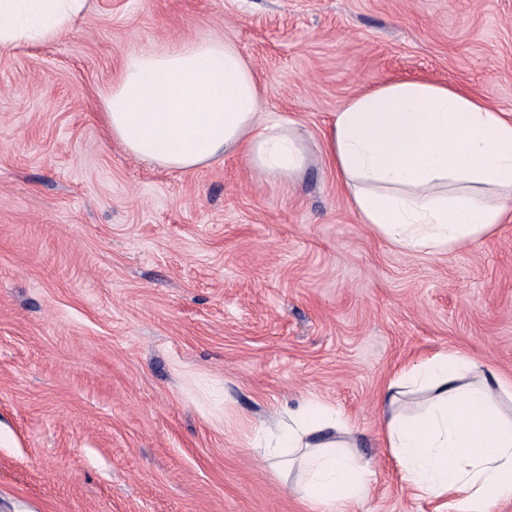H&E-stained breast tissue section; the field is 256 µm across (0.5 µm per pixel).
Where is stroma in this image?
Here are the masks:
<instances>
[{
    "label": "stroma",
    "mask_w": 512,
    "mask_h": 512,
    "mask_svg": "<svg viewBox=\"0 0 512 512\" xmlns=\"http://www.w3.org/2000/svg\"><path fill=\"white\" fill-rule=\"evenodd\" d=\"M210 37L303 132L295 183L112 140L123 55ZM399 80L512 113V0H88L58 41L0 48V512H310L251 447L303 397L373 465L349 512H456L400 489L382 397L442 350L512 379V223L414 254L362 224L323 135Z\"/></svg>",
    "instance_id": "1"
}]
</instances>
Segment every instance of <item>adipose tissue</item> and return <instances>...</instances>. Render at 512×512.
I'll list each match as a JSON object with an SVG mask.
<instances>
[{"label": "adipose tissue", "instance_id": "ef3b65f1", "mask_svg": "<svg viewBox=\"0 0 512 512\" xmlns=\"http://www.w3.org/2000/svg\"><path fill=\"white\" fill-rule=\"evenodd\" d=\"M87 0H0V47L68 33ZM262 90L232 42L132 50L103 100L112 138L136 158L188 171L244 153L257 173L298 178L308 156L296 128L259 119ZM324 150L373 233L416 252L476 244L512 215V117L460 89L393 81L352 98ZM385 398L382 440L405 488L448 498L458 512L512 500V384L492 367L440 351L401 370ZM427 400L413 412L407 395ZM346 437L340 412L309 398L256 432L275 471L297 472L313 512H344L374 472Z\"/></svg>", "mask_w": 512, "mask_h": 512}]
</instances>
